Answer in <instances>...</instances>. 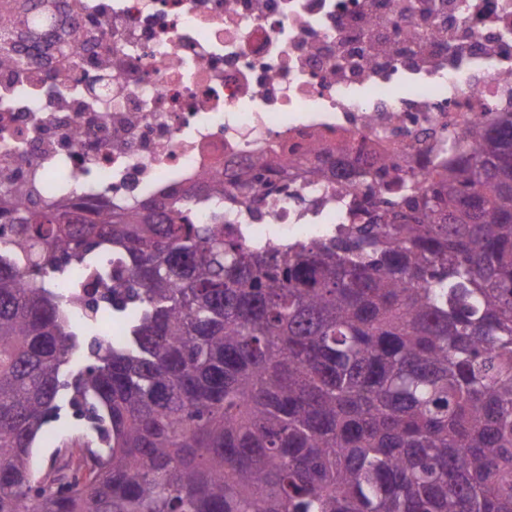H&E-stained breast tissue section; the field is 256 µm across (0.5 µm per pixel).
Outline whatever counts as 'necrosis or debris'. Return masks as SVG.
<instances>
[{
  "label": "necrosis or debris",
  "mask_w": 512,
  "mask_h": 512,
  "mask_svg": "<svg viewBox=\"0 0 512 512\" xmlns=\"http://www.w3.org/2000/svg\"><path fill=\"white\" fill-rule=\"evenodd\" d=\"M61 54L0 35V179L24 206L160 201L244 249L336 235L363 191L359 169L389 158L417 174L468 148L467 133L512 113V0H26ZM392 41L391 56L372 54ZM303 151L294 193L246 194L255 155ZM224 184L215 201L202 174ZM87 267L66 306L97 302Z\"/></svg>",
  "instance_id": "obj_1"
}]
</instances>
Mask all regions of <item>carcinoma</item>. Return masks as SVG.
Returning <instances> with one entry per match:
<instances>
[{"label":"carcinoma","mask_w":512,"mask_h":512,"mask_svg":"<svg viewBox=\"0 0 512 512\" xmlns=\"http://www.w3.org/2000/svg\"><path fill=\"white\" fill-rule=\"evenodd\" d=\"M26 9L0 17L23 27ZM418 176L383 159L334 239L251 251L141 209L17 212L0 249V512H512V119ZM281 163L238 173L276 194ZM137 285L75 320L63 266ZM90 440L36 473L64 403Z\"/></svg>","instance_id":"cac0c4a2"}]
</instances>
